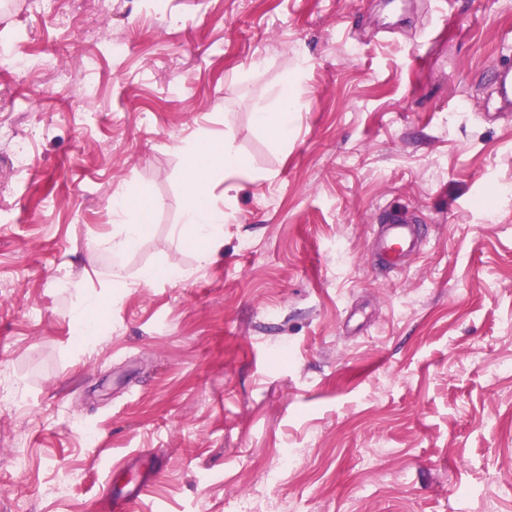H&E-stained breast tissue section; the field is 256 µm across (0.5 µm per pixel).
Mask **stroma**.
<instances>
[{
	"label": "stroma",
	"instance_id": "obj_1",
	"mask_svg": "<svg viewBox=\"0 0 512 512\" xmlns=\"http://www.w3.org/2000/svg\"><path fill=\"white\" fill-rule=\"evenodd\" d=\"M0 512H512V0H14L0 12ZM93 56L96 69L86 70ZM57 59L59 70L41 68ZM297 73L288 143L259 130ZM231 136L223 243L173 229ZM30 140L25 159L15 138ZM152 204L96 343L112 195ZM416 217L403 271L379 224ZM93 442H86L85 431ZM150 451L143 464L142 451ZM248 171L246 159L228 135L215 140L202 133L185 150V206L181 224L177 225L175 233L180 240L196 246L199 265L211 263L223 239V224L227 217L223 200L211 195L210 186L224 180L228 174L247 175ZM104 305H112V291L106 294L88 290L80 292V298L74 311L76 328L86 331L87 335L95 334V317Z\"/></svg>",
	"mask_w": 512,
	"mask_h": 512
}]
</instances>
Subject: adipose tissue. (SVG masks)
Instances as JSON below:
<instances>
[{
    "mask_svg": "<svg viewBox=\"0 0 512 512\" xmlns=\"http://www.w3.org/2000/svg\"><path fill=\"white\" fill-rule=\"evenodd\" d=\"M293 107V92L287 89L277 108L258 109L253 120L274 140L284 142L292 133ZM248 171V163L231 137L216 140L203 133L187 147L183 169L185 206L175 233L180 240L195 245L199 265L211 263L222 239L224 203L211 195V185L227 175H244ZM112 206L121 215L122 222L112 237L104 242L112 253V269L107 276L110 290L125 285L124 257L151 231L150 206L144 199L124 189L114 195Z\"/></svg>",
    "mask_w": 512,
    "mask_h": 512,
    "instance_id": "ef3b65f1",
    "label": "adipose tissue"
}]
</instances>
